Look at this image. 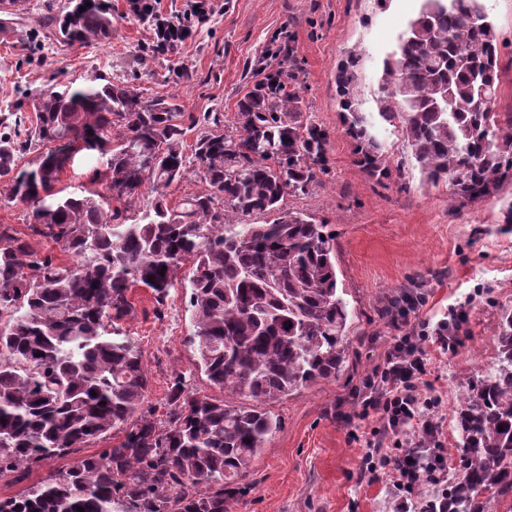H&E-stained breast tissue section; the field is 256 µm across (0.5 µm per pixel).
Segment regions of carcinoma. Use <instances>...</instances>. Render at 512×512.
<instances>
[{
    "label": "carcinoma",
    "mask_w": 512,
    "mask_h": 512,
    "mask_svg": "<svg viewBox=\"0 0 512 512\" xmlns=\"http://www.w3.org/2000/svg\"><path fill=\"white\" fill-rule=\"evenodd\" d=\"M204 15L194 9L163 25L152 52H175ZM56 27L71 43H102L112 36L110 8L68 0ZM274 56L237 100L231 125L200 135L189 154L177 97L144 100L100 75L42 91L25 138L0 132V188L38 218L25 232L0 224V478L67 460L0 498V512H230L279 426L262 404L343 367L350 312L335 238L311 215L283 209L286 197L328 174L329 135L303 111L294 48ZM356 66L353 57L338 64L336 94L356 164L380 182L392 169L361 110ZM511 68L481 0H421L385 63L380 115L402 120L424 180L448 183L457 201H482L512 183V108L498 109ZM91 138L101 140L105 161L95 176L121 209L96 191L56 189ZM31 149L35 166L18 168ZM189 161L205 188L171 209L165 190L184 179ZM253 214L277 218L243 223ZM34 240L61 245L72 261ZM186 266L197 370L257 405L203 394L177 375L165 417L141 410L147 371L121 326L133 312L130 291L149 289L161 307ZM497 336L507 366L468 389L463 474L448 488V512H478L486 491L512 498L511 313ZM115 437L103 453H85Z\"/></svg>",
    "instance_id": "carcinoma-1"
}]
</instances>
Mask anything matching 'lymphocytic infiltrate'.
<instances>
[{"mask_svg":"<svg viewBox=\"0 0 512 512\" xmlns=\"http://www.w3.org/2000/svg\"><path fill=\"white\" fill-rule=\"evenodd\" d=\"M418 309L419 301L413 298L391 313L389 324L396 335L356 394V417L371 425L360 476L372 481L387 477L391 512H448V450L441 439L436 401L422 389L429 364L425 345L454 350L455 324L466 312L451 310L447 319L415 334L411 316ZM425 485L436 492L417 503L416 494Z\"/></svg>","mask_w":512,"mask_h":512,"instance_id":"lymphocytic-infiltrate-1","label":"lymphocytic infiltrate"}]
</instances>
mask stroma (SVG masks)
<instances>
[{"label": "stroma", "instance_id": "stroma-1", "mask_svg": "<svg viewBox=\"0 0 512 512\" xmlns=\"http://www.w3.org/2000/svg\"><path fill=\"white\" fill-rule=\"evenodd\" d=\"M207 17L176 52L145 58L155 39L149 24L134 19L129 0H109L112 36L103 43L72 45L50 27L67 0H27V12L0 7V115L15 112L33 121L29 103L48 87L85 85L89 76L120 77L143 99L175 94L185 105L187 143L229 123L237 99L255 77L253 65L292 41L304 87L303 109L329 135V172L303 195L286 198V209L324 221L336 239V269L352 317L346 361L335 379L321 381L271 402L280 426L256 458L246 490L231 512H390L386 481L357 479L366 442L353 439L354 393L380 363L393 330L382 314L391 299L418 293L419 319L437 323L466 304L454 351H429L423 391L437 398L442 438L452 455L448 476L459 474L453 452L458 413L468 381L498 363L496 329L512 312V184L468 204L454 202L447 184H425L404 142L400 121L379 118L384 62L419 9L420 0H205ZM358 61V93L374 114V132L393 174L367 178L336 100V68ZM188 69L189 79L176 78ZM134 310L125 327L142 351L150 386L143 410L160 406L172 377L184 375L201 393L220 397L196 368L186 339L191 332L185 290L170 291L156 314L148 290L132 291Z\"/></svg>", "mask_w": 512, "mask_h": 512}]
</instances>
